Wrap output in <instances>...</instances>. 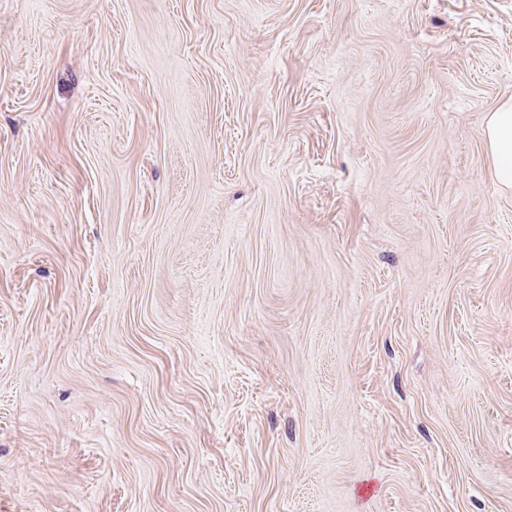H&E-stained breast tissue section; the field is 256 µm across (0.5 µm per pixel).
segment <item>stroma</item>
Returning <instances> with one entry per match:
<instances>
[{"label": "stroma", "instance_id": "stroma-1", "mask_svg": "<svg viewBox=\"0 0 512 512\" xmlns=\"http://www.w3.org/2000/svg\"><path fill=\"white\" fill-rule=\"evenodd\" d=\"M512 0H0V512H512ZM483 134L494 161L496 179L512 187V103L506 102L491 112Z\"/></svg>", "mask_w": 512, "mask_h": 512}]
</instances>
